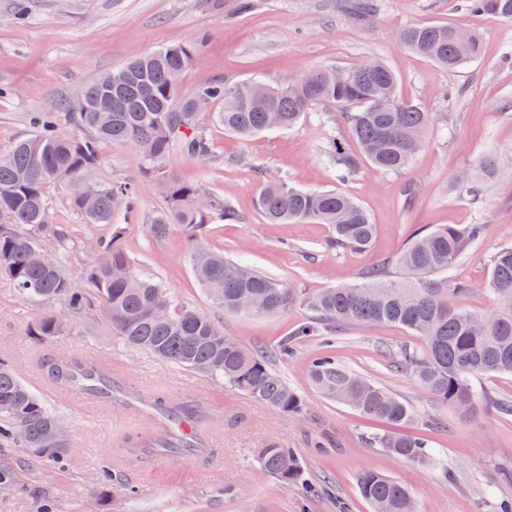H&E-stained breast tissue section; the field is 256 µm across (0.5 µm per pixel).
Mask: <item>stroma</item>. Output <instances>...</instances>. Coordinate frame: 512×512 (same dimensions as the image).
<instances>
[{
    "label": "stroma",
    "mask_w": 512,
    "mask_h": 512,
    "mask_svg": "<svg viewBox=\"0 0 512 512\" xmlns=\"http://www.w3.org/2000/svg\"><path fill=\"white\" fill-rule=\"evenodd\" d=\"M345 2L254 0L244 11L240 0H0V148L30 132L33 113L75 96L137 52L204 40L181 77L185 95L214 80L258 77L284 84L319 65L345 67L377 57L396 73L400 96L433 114L429 137L404 172L381 175L365 167L354 179L337 182L324 155L327 141H342L352 154L358 146L331 106L316 108L293 129L248 140L225 132L210 111H199L196 125L210 139L211 157L175 149L164 166L220 194L237 211L238 220H210L203 236L207 249L306 292L354 281L397 255L418 228L484 225L483 238L451 275L470 285L467 307L490 309V260L500 247L512 245V60L506 58L512 53V21L472 11L465 0H377L375 12L358 21ZM417 23H450L476 33L480 58L455 72L438 68L397 38L400 29ZM102 154V177L134 182L140 197V214L127 223L124 248L139 268L163 282L174 304L211 315L225 336L267 352L308 320L309 310L300 305L275 315L214 308L196 284L191 245L182 232L172 230L161 241L148 232L145 217L164 199L145 172L142 153L112 143ZM487 160L495 174L475 201L451 176ZM265 177L307 190L336 188L356 198L377 226L370 250L330 248L332 232L325 224L269 223L257 205ZM408 182L419 190L410 204L402 193ZM49 192L56 201L54 221L69 240L66 269L77 288H85V273L112 227L84 223L65 189L53 186ZM50 309L20 297L0 278V356L12 361L22 382L59 418L68 446L59 466L30 461L17 443L0 441V469L11 475L9 485H0V512H340L345 505L351 512H372L355 483L366 469L404 484L420 512H499L502 502L512 501V417L485 402L458 415L410 373L394 368L396 353L421 345L399 325L346 326L333 345L314 336L299 342L290 358L272 360L303 403L301 413L285 414L228 384L124 345L97 301L69 318L60 334L32 335ZM325 352L409 402L417 416L406 432L424 435L441 449L447 474L371 447L369 439L383 431V423L328 400L310 379L312 360ZM88 353L111 361L115 389L149 400L201 402L207 416L196 430L210 438V453L194 457L160 449L130 460L131 449L162 437V429L129 415L122 403L108 411L73 405L54 389L52 363ZM271 440L297 455L298 483L283 485L259 466L256 452ZM106 462L112 466L108 483L99 477Z\"/></svg>",
    "instance_id": "stroma-1"
}]
</instances>
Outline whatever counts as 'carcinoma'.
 <instances>
[{
	"mask_svg": "<svg viewBox=\"0 0 512 512\" xmlns=\"http://www.w3.org/2000/svg\"><path fill=\"white\" fill-rule=\"evenodd\" d=\"M467 2L478 11L512 20V0ZM455 30L451 24H414L401 30V42L454 72L481 55L476 36L458 42ZM202 44L200 39L130 58L119 71L126 74L131 91L116 96L112 72H106L80 90L85 110L76 112L72 101L61 99L39 113L27 137L0 149V277L7 278L23 298L63 301L73 315L85 307L86 294L73 285L65 268L67 240L54 222L43 221L44 211L54 210L47 188L62 184L69 205L85 223L112 225V237L101 245L86 280L123 342L181 368L224 380L276 411L301 413V398L273 370L268 357L225 336L210 316L174 306L161 281L140 270L126 252L125 225L117 216L136 210V187L129 180L101 179L98 172L102 144L130 145L143 153L148 172L163 190L164 205L147 216L150 235L160 240L177 227L192 243V254H206L203 261L193 263V269L213 307L237 312L245 300L254 315L279 314L295 305L312 313L277 346L280 356L292 355L302 336L331 335L347 325L397 324L421 337L423 345L402 350L394 365L410 371L436 401L467 415L478 402L488 400L473 380L512 375V246L499 249L491 261L485 289L493 307L488 311L464 306L461 298L469 288L448 276L481 239L484 225L445 224L418 231L400 254L363 272L361 282L304 293L203 247L205 224L213 217L234 221L237 213L224 197L207 193L163 167L178 143L198 158L212 153L211 142L195 125L196 112L189 109L196 94L216 106L213 115L224 130L243 138L291 129L319 105L336 107L361 149L354 156L338 142H329L327 155L341 182L364 163L381 174L404 170L425 142L431 113L399 96L395 72L378 59L369 70L360 63L342 68L338 81L326 78L329 67L321 66L285 86L270 85L263 103L242 93L240 85L222 80L200 85L184 96L179 78L199 56ZM62 116L77 132L60 131ZM258 207L272 223L329 225L334 234L330 246L336 249L365 251L376 234V225L356 199L336 190L305 191L283 180H269L259 193ZM394 267L402 275H394ZM64 327L62 314L50 311L38 321L34 334L55 336ZM309 375L325 397L392 427L414 416L400 396L334 357L313 360ZM157 412L180 430L166 427L165 437L152 447H191L192 434L184 429L198 421L202 407L185 402ZM1 436L19 443L39 462L58 463L67 450L55 414L19 380L12 362L0 356ZM370 444L416 466H440L423 437L389 432L371 437ZM258 460L285 485L301 477L293 451L276 441L258 450ZM356 484L372 512H419L409 491L383 472L361 471Z\"/></svg>",
	"mask_w": 512,
	"mask_h": 512,
	"instance_id": "obj_1",
	"label": "carcinoma"
}]
</instances>
